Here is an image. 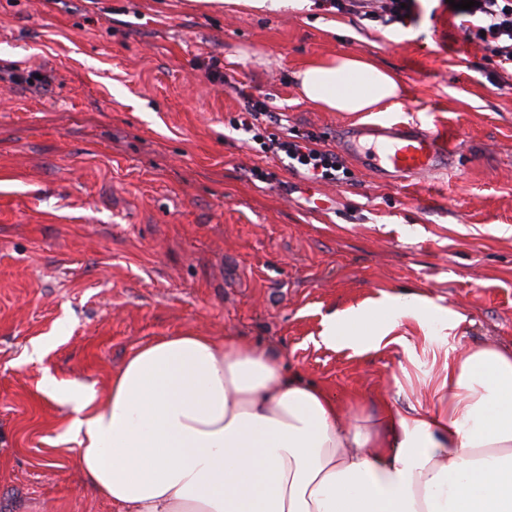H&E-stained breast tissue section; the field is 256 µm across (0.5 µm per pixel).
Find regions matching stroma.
I'll list each match as a JSON object with an SVG mask.
<instances>
[{"instance_id": "35a3bbf8", "label": "stroma", "mask_w": 512, "mask_h": 512, "mask_svg": "<svg viewBox=\"0 0 512 512\" xmlns=\"http://www.w3.org/2000/svg\"><path fill=\"white\" fill-rule=\"evenodd\" d=\"M446 0L389 26L226 0H0V512H119L62 441L45 375L106 391L133 350L238 336L356 412L440 406L449 361L512 349V75ZM355 53L401 78L396 121L455 134L445 180L379 183L355 162L314 180L278 153L376 121L305 101L294 72ZM218 66L224 84L209 80ZM284 116L237 130L245 95ZM423 298L363 354L333 312Z\"/></svg>"}]
</instances>
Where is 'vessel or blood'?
<instances>
[{
    "label": "vessel or blood",
    "instance_id": "1",
    "mask_svg": "<svg viewBox=\"0 0 512 512\" xmlns=\"http://www.w3.org/2000/svg\"><path fill=\"white\" fill-rule=\"evenodd\" d=\"M336 150L389 184L450 174L457 154L453 134L390 121L338 130Z\"/></svg>",
    "mask_w": 512,
    "mask_h": 512
}]
</instances>
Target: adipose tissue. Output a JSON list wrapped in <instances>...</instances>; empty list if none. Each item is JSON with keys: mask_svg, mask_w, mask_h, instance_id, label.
Returning <instances> with one entry per match:
<instances>
[{"mask_svg": "<svg viewBox=\"0 0 512 512\" xmlns=\"http://www.w3.org/2000/svg\"><path fill=\"white\" fill-rule=\"evenodd\" d=\"M303 99L332 112L396 101L390 70L358 56L310 61ZM415 294L330 319L323 338L358 349L402 318ZM70 410L92 491L123 512H512V351L448 365L446 408L358 417L326 390L237 336L186 331L136 348L106 394L47 377Z\"/></svg>", "mask_w": 512, "mask_h": 512, "instance_id": "ef3b65f1", "label": "adipose tissue"}]
</instances>
